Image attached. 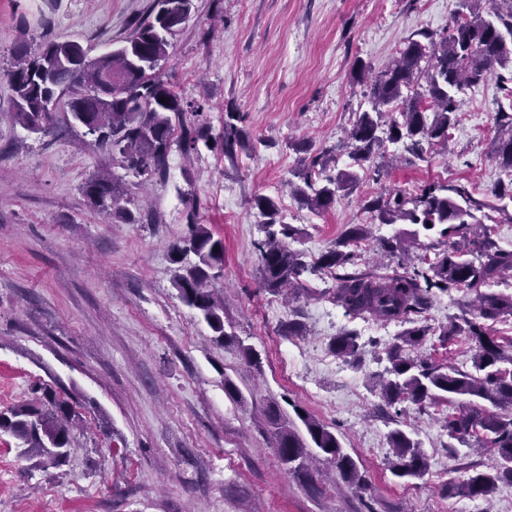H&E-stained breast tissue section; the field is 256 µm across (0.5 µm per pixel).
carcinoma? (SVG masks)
<instances>
[{
	"mask_svg": "<svg viewBox=\"0 0 512 512\" xmlns=\"http://www.w3.org/2000/svg\"><path fill=\"white\" fill-rule=\"evenodd\" d=\"M483 0H458L461 18L448 35L429 42L410 40L383 74L374 77L369 108L358 113L350 131V158L364 168L384 142L403 143L418 159L427 148L448 141L457 124L456 93L495 76L512 96V6L486 18ZM193 0H152L145 17L134 23L123 44L90 58L76 41H48L33 50L24 42L12 48L13 64L5 76L12 91L14 114L19 125L31 133H48L52 112L67 95L65 112L85 129L96 144L112 153V161L143 181L163 177L173 145L175 127L185 123L186 113L197 117L203 109L184 101L163 72L168 59L169 38L188 21ZM508 74H503V71ZM233 111L224 119V155H234L238 129ZM499 133L493 158L512 172V113L499 111ZM302 183H288L294 195L314 213L328 209L340 193L359 178L355 171L315 177L305 169ZM83 193L98 212L135 223L132 212L120 206L127 200L126 187L108 171L92 175ZM261 217L265 239L257 243L261 284L271 292L291 287L307 273L323 272L336 282V300L353 315L372 314L386 322L408 325L385 348L391 364L390 377L379 381L380 396L389 406L399 401L432 405L458 402L459 413L444 418L448 438L494 452L483 469L468 467L460 481L443 484L447 496L487 498L499 486L512 487V354L489 336L485 320L512 314V294L486 291L484 287L512 272V252L497 248L488 230L469 238L473 211L483 207L461 185H429L418 193L392 191L371 204L382 224H417L425 230L442 226L441 235H458L462 244L433 261L421 259L412 271L370 275L353 269L357 255L350 246L368 231L361 224L350 227L336 247L309 263L305 254L291 248L288 240L300 230L285 223L277 201L266 195L251 200ZM179 265L173 287L180 301L194 310L223 345L237 343L247 364L261 370L258 353L226 330L224 304L209 284L221 276L224 240L214 237L204 224L191 219L188 233L171 247ZM467 288L476 292L471 306L440 327L443 343L463 337L473 345L475 372L453 365L413 358L409 348L426 341L430 329L421 316L439 294L450 295ZM330 351L344 359L358 360L357 336L341 332L329 343ZM30 401L0 409V434L16 441L18 456L35 459L38 465L60 467L69 459L74 442L75 412L48 385L34 388ZM491 405L486 408L480 401ZM296 416L305 428L301 435L294 421L272 411L275 450L285 470L300 481L309 478V462L316 448L336 465L341 478L362 488L365 480L353 458L345 452L336 434L310 415ZM391 473L400 479H420L429 470V458L412 434L396 428L388 435Z\"/></svg>",
	"mask_w": 512,
	"mask_h": 512,
	"instance_id": "carcinoma-1",
	"label": "carcinoma"
}]
</instances>
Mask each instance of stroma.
<instances>
[{
	"label": "stroma",
	"mask_w": 512,
	"mask_h": 512,
	"mask_svg": "<svg viewBox=\"0 0 512 512\" xmlns=\"http://www.w3.org/2000/svg\"><path fill=\"white\" fill-rule=\"evenodd\" d=\"M149 5L0 0V408L44 383L77 412L73 450L60 467L20 458L0 435V512H512L510 486L486 502L441 495L466 464L490 462L450 444L443 419L455 404L383 407L375 384L401 324L346 314L322 273L304 274L287 297L262 287L256 244L264 234L250 205L260 194L275 198L285 222L302 231L292 248L311 257L352 225H367L358 267L386 273L397 262L382 242L403 227L379 223L368 200L463 184L486 204L477 220L512 251V197L495 196L506 174L492 158L497 114L512 97L493 77L461 92L457 125L424 160L386 144L373 169L319 214L288 189L322 151L335 150L337 169L350 166L347 134L368 107L354 61L379 74L408 40L448 32L458 0H194L164 71L184 100L202 106V117L187 122L205 127L208 140L188 156L173 149L162 180L113 167L111 153L65 113H55L45 135L15 123L4 75L15 43L75 40L95 57L127 37ZM230 109L241 114L242 141L228 158L220 134ZM105 167L128 185L135 223L99 214L84 197V182ZM192 217L224 241L213 288L238 344L215 341L173 287L170 246ZM466 302L460 292L434 298L424 319L432 334L418 355L471 370L470 343L437 336ZM291 319L300 335L283 333ZM342 331L364 346L357 363L329 350ZM242 343L258 351L260 369L242 359ZM228 380L244 404L225 394ZM274 408H299L325 424L357 461L366 489L344 483L322 457L309 482L293 478L272 440ZM397 427L428 455L424 478L390 473L388 434Z\"/></svg>",
	"instance_id": "35a3bbf8"
}]
</instances>
